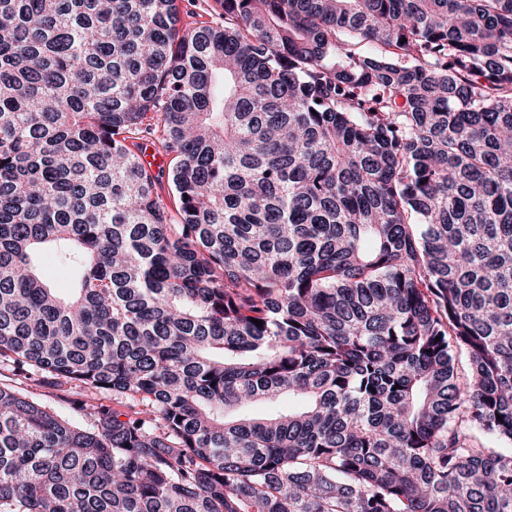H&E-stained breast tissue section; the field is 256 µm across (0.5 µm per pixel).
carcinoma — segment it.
I'll return each mask as SVG.
<instances>
[{
    "instance_id": "cac0c4a2",
    "label": "carcinoma",
    "mask_w": 512,
    "mask_h": 512,
    "mask_svg": "<svg viewBox=\"0 0 512 512\" xmlns=\"http://www.w3.org/2000/svg\"><path fill=\"white\" fill-rule=\"evenodd\" d=\"M220 2L0 0V512H512V0ZM18 387L23 388L28 394L37 400L45 403L46 405L55 408L57 411H67L62 401L59 399L57 392L42 384H39L34 379L17 381Z\"/></svg>"
}]
</instances>
